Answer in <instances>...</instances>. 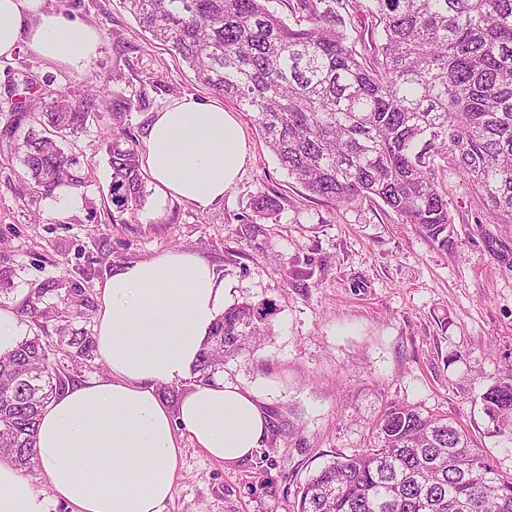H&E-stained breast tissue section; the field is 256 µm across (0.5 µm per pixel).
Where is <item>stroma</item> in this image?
<instances>
[{"instance_id": "1", "label": "stroma", "mask_w": 512, "mask_h": 512, "mask_svg": "<svg viewBox=\"0 0 512 512\" xmlns=\"http://www.w3.org/2000/svg\"><path fill=\"white\" fill-rule=\"evenodd\" d=\"M94 28L97 55L75 69L21 48L0 58V129L24 76L99 107L86 129L57 139L90 172L82 205L65 218L37 193L12 140L0 137V309L23 335L55 341L65 324L94 331L100 289L114 266L185 248L224 275L225 304L266 303L270 330L226 359L218 378L258 387L277 427L251 458L231 466L181 435L182 466L166 512H297L309 474L333 455L377 445L375 426L403 403L448 418L472 447L512 475V434L485 415L486 389L512 372V224L500 223L453 168L439 171L454 218L452 248L438 249L396 213L313 197L281 167L249 113L238 118L250 160L221 203H159L154 183L130 223L111 221L109 146H141L171 99L212 100L193 71L149 36L118 0H47ZM132 101L130 110L116 107ZM281 194L260 218L261 194ZM83 306L66 309L68 289ZM40 298L43 314L26 305Z\"/></svg>"}]
</instances>
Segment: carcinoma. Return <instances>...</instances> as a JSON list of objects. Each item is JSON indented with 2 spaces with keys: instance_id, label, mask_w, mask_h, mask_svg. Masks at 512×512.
<instances>
[{
  "instance_id": "carcinoma-1",
  "label": "carcinoma",
  "mask_w": 512,
  "mask_h": 512,
  "mask_svg": "<svg viewBox=\"0 0 512 512\" xmlns=\"http://www.w3.org/2000/svg\"><path fill=\"white\" fill-rule=\"evenodd\" d=\"M267 3L119 0L201 85L251 114L280 165L312 195L343 205L379 200L446 250L454 219L437 173L449 166L512 224V0H372L362 16L355 0H295L291 23ZM23 90L3 136L28 126L15 152L33 187L51 195L80 186L78 161L54 134L86 129L95 94L76 103L32 76ZM110 154L112 201L135 210L145 196L138 150L115 141ZM252 208L275 213L281 198L258 195ZM267 317L262 303L225 310L195 382H213L224 359L263 335ZM60 342L73 361L94 359L88 333ZM72 381L39 335L0 354V457L24 472L39 468L42 410ZM482 401L496 429L512 426V377ZM377 435V446L309 476L298 512H512V476L448 419L394 404Z\"/></svg>"
}]
</instances>
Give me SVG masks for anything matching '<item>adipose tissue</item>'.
<instances>
[{
	"label": "adipose tissue",
	"instance_id": "obj_1",
	"mask_svg": "<svg viewBox=\"0 0 512 512\" xmlns=\"http://www.w3.org/2000/svg\"><path fill=\"white\" fill-rule=\"evenodd\" d=\"M99 45L95 29L46 10L44 0H0V58L25 46L78 69ZM248 156L235 114L191 96L156 112L142 145L162 198L202 209L223 201ZM224 295L220 273L187 250L113 268L96 315L109 376L70 385L43 410L41 486L0 459V512H48L53 501L69 512H165L182 462L181 429L225 464L251 457L269 433L260 392L188 381ZM184 381L187 391L170 407L158 387Z\"/></svg>",
	"mask_w": 512,
	"mask_h": 512
}]
</instances>
